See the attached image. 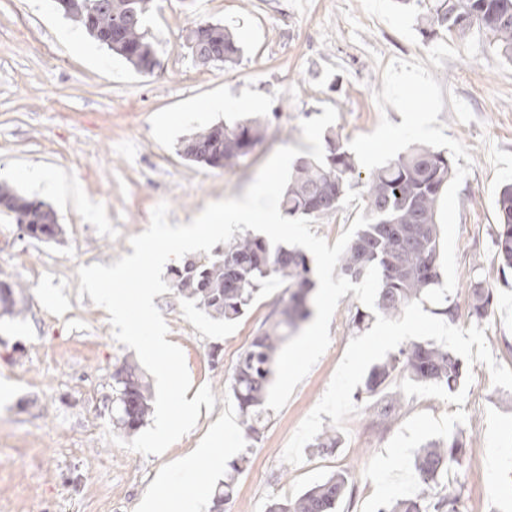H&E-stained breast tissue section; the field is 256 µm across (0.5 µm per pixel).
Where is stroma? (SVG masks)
<instances>
[{
    "label": "stroma",
    "mask_w": 512,
    "mask_h": 512,
    "mask_svg": "<svg viewBox=\"0 0 512 512\" xmlns=\"http://www.w3.org/2000/svg\"><path fill=\"white\" fill-rule=\"evenodd\" d=\"M224 25L242 51L235 64L195 63L188 30ZM146 27L160 69L136 72L97 46L88 58L68 39L76 22L53 0H0V185L38 197L55 210L63 233L40 242L0 214V281L20 283L24 311L0 319V512H139L148 495L164 496L169 478L206 492L223 469L200 455L214 426L240 415L224 379L253 336L279 308L284 286L270 280L245 315L226 323L209 317L176 291L156 296L168 342L184 352L194 398L210 385L213 410H200L192 431L159 456L112 444V374L136 360L118 343L109 313L78 298L80 266L111 265L132 254V236L149 225L153 208L168 202L170 224L190 223L210 202L243 197L280 147L309 151L302 120L337 108L332 130L341 144L372 132L381 116L401 123L396 109L380 111L389 60H421L442 86L445 133L471 154L459 193L457 283L448 302L453 326L480 325L495 360L512 368V271L494 257L498 189L512 181V64L497 55L491 36L472 28L465 38L422 35L415 14L396 0H157ZM250 99L238 110L235 99ZM221 98L223 111L204 106ZM279 118L264 141L231 169L181 158L180 140L215 124ZM365 202L353 188L337 210L314 219L328 244L347 230ZM493 293L483 321L469 313V286ZM359 305L343 296L332 316L330 344L288 403L267 414L260 437L241 431L236 456L247 459L228 512H264L270 499H293L335 472L349 476L336 512H378L385 500L413 495V457L428 441L459 432L467 443L460 467L437 486L460 499V512H512V390L492 383L482 363L468 364L455 391L406 387L393 419L359 399L332 453L304 451L293 466L282 454L326 392L350 340ZM497 473V495L483 485Z\"/></svg>",
    "instance_id": "obj_1"
}]
</instances>
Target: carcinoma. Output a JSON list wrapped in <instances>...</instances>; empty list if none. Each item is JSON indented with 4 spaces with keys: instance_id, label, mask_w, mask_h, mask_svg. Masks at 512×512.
<instances>
[{
    "instance_id": "carcinoma-1",
    "label": "carcinoma",
    "mask_w": 512,
    "mask_h": 512,
    "mask_svg": "<svg viewBox=\"0 0 512 512\" xmlns=\"http://www.w3.org/2000/svg\"><path fill=\"white\" fill-rule=\"evenodd\" d=\"M57 7L109 51L125 59L140 73H152L158 61L147 40L145 24L155 0H55ZM418 11L421 32L426 37L447 33L463 38L473 26L490 33L494 49L512 63V0H397ZM188 48L194 61L233 64L241 48L223 25L203 24L189 30ZM270 121L246 119L231 126L216 124L181 141L178 154L187 161L211 168L238 165L265 137ZM324 163L301 157L281 199L291 216L319 217L335 211L354 186L364 187L365 217L372 221L355 232L341 256L338 275L355 283L374 265L380 274L376 310L395 317L405 306L440 284V238L438 202L454 176L448 152L414 143L387 165L361 178L355 161L336 134L325 136ZM202 153L194 154L190 145ZM494 209L495 258L512 270V183L497 193ZM0 213L31 239L48 242L62 233L57 215L45 202L0 189ZM311 259L297 247L274 245L268 239L246 233L238 235L213 254L189 260L174 272V288L195 302L214 319L233 322L251 304L259 287L270 279L285 285L280 309L265 329L253 337L228 377L229 388L242 423L253 435L260 433L273 364L285 341L312 315L315 282ZM17 284L0 282V317L23 312ZM492 293L476 282L470 291V313L485 318L492 306ZM462 360L452 351L428 341H411L398 355L374 365L365 379L366 391L378 392L398 376L407 385H431L455 390L462 379ZM115 411L112 424L127 435L135 434L152 409L150 385L132 362H124L114 373ZM404 395L397 392L376 404L386 420L398 413ZM333 429L319 434L312 447L328 453L338 447ZM465 444L448 435L425 444L414 465L419 492L398 497L380 512H459V498L433 493L439 478L462 459ZM229 470L212 496V512H224L233 498L243 460L228 463ZM348 485V474L336 473L309 486L296 499H273L265 512H335Z\"/></svg>"
}]
</instances>
